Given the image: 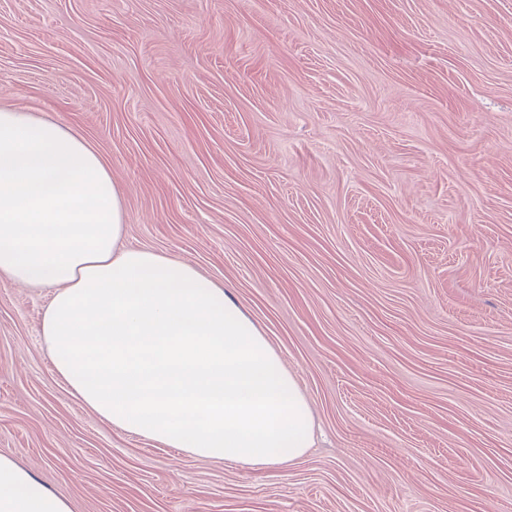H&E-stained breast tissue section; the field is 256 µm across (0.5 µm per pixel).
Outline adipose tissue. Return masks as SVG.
I'll list each match as a JSON object with an SVG mask.
<instances>
[{
  "label": "adipose tissue",
  "mask_w": 512,
  "mask_h": 512,
  "mask_svg": "<svg viewBox=\"0 0 512 512\" xmlns=\"http://www.w3.org/2000/svg\"><path fill=\"white\" fill-rule=\"evenodd\" d=\"M123 194L73 128L0 105V277L52 289L41 336L73 397L108 426L194 457L288 467L313 415L224 287L188 262L119 248ZM0 512H71L0 454Z\"/></svg>",
  "instance_id": "obj_1"
}]
</instances>
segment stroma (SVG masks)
<instances>
[{
	"instance_id": "1",
	"label": "stroma",
	"mask_w": 512,
	"mask_h": 512,
	"mask_svg": "<svg viewBox=\"0 0 512 512\" xmlns=\"http://www.w3.org/2000/svg\"><path fill=\"white\" fill-rule=\"evenodd\" d=\"M0 104L83 135L123 246L232 289L288 469L103 424L0 277V454L72 512H512V0H0Z\"/></svg>"
}]
</instances>
